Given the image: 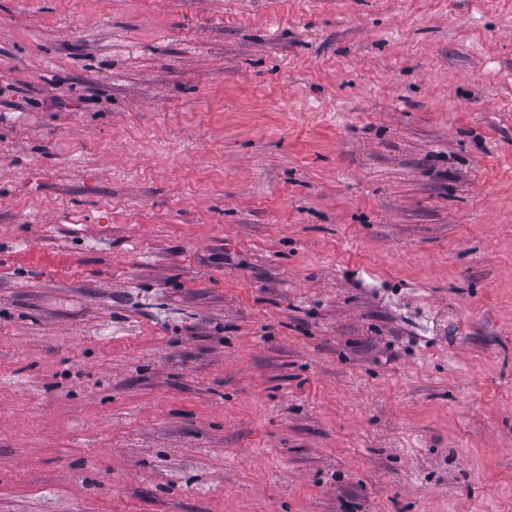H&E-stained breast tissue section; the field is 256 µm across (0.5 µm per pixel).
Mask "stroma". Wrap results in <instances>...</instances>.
Listing matches in <instances>:
<instances>
[{
	"mask_svg": "<svg viewBox=\"0 0 512 512\" xmlns=\"http://www.w3.org/2000/svg\"><path fill=\"white\" fill-rule=\"evenodd\" d=\"M0 512H512V0H0Z\"/></svg>",
	"mask_w": 512,
	"mask_h": 512,
	"instance_id": "obj_1",
	"label": "stroma"
}]
</instances>
